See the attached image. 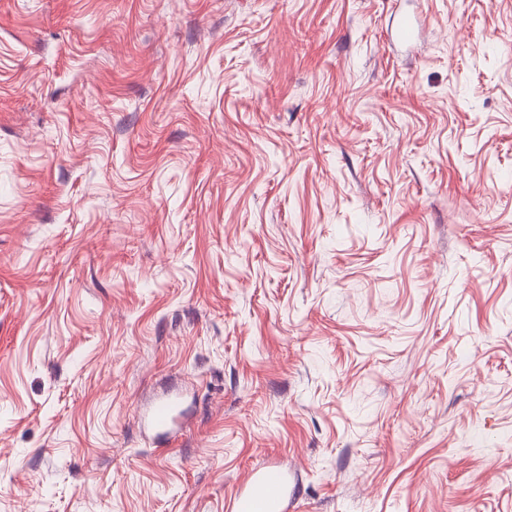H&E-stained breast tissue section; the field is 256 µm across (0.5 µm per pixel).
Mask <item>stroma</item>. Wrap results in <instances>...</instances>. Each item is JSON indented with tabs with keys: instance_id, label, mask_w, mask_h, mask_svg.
<instances>
[{
	"instance_id": "1",
	"label": "stroma",
	"mask_w": 512,
	"mask_h": 512,
	"mask_svg": "<svg viewBox=\"0 0 512 512\" xmlns=\"http://www.w3.org/2000/svg\"><path fill=\"white\" fill-rule=\"evenodd\" d=\"M267 461L296 512H512V0H0V512ZM184 415V409L178 399L169 396L161 397L148 411V424L159 437L165 438L177 430Z\"/></svg>"
}]
</instances>
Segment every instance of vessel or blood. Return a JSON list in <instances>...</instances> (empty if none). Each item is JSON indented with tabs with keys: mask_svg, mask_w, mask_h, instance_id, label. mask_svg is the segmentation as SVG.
Wrapping results in <instances>:
<instances>
[{
	"mask_svg": "<svg viewBox=\"0 0 512 512\" xmlns=\"http://www.w3.org/2000/svg\"><path fill=\"white\" fill-rule=\"evenodd\" d=\"M185 412L173 397L157 399L150 407L148 424L159 437H167L180 426ZM294 474L280 463H270L249 473L228 503V512H293Z\"/></svg>",
	"mask_w": 512,
	"mask_h": 512,
	"instance_id": "vessel-or-blood-1",
	"label": "vessel or blood"
}]
</instances>
